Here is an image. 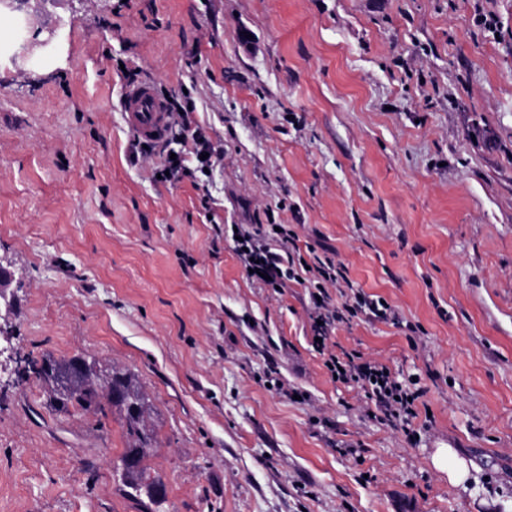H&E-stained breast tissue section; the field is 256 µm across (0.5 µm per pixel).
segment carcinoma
Wrapping results in <instances>:
<instances>
[{"instance_id":"cac0c4a2","label":"carcinoma","mask_w":512,"mask_h":512,"mask_svg":"<svg viewBox=\"0 0 512 512\" xmlns=\"http://www.w3.org/2000/svg\"><path fill=\"white\" fill-rule=\"evenodd\" d=\"M55 366L56 361L45 354L40 356L29 354L21 360L16 383L23 386L32 378L38 381L44 379L47 376V370ZM112 390L119 393L116 399L111 401L105 396L96 394L85 409H93V414L96 415L105 413L107 407H116L123 413L128 439L127 451L138 455L140 476L144 478L140 483H126V494L135 500L145 497L152 502H157L159 501L157 491L163 487V483L158 478H150L146 466V461L152 456L156 444L150 429L148 399L141 388L133 384V379L121 371H112Z\"/></svg>"}]
</instances>
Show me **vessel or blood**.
<instances>
[{
    "label": "vessel or blood",
    "mask_w": 512,
    "mask_h": 512,
    "mask_svg": "<svg viewBox=\"0 0 512 512\" xmlns=\"http://www.w3.org/2000/svg\"><path fill=\"white\" fill-rule=\"evenodd\" d=\"M120 105L124 123L140 141L157 143L165 138L169 114L152 84L123 89Z\"/></svg>",
    "instance_id": "obj_1"
}]
</instances>
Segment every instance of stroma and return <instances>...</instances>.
Instances as JSON below:
<instances>
[{
	"label": "stroma",
	"instance_id": "obj_1",
	"mask_svg": "<svg viewBox=\"0 0 512 512\" xmlns=\"http://www.w3.org/2000/svg\"><path fill=\"white\" fill-rule=\"evenodd\" d=\"M126 68L190 91L208 173L155 179ZM1 87L0 340L129 373L165 494L126 495L118 409H58L7 362L0 512H512V0H24L0 8ZM245 224L395 308L330 341L419 378V439L331 378L306 288L244 276ZM13 281V273L0 262V317H2L3 311L6 315L13 309L15 301V292L12 288ZM434 463L442 471H447L449 479L457 484H461L467 479L468 469L466 464L455 457L451 448L438 449L434 457Z\"/></svg>",
	"mask_w": 512,
	"mask_h": 512
}]
</instances>
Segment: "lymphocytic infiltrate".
I'll list each match as a JSON object with an SVG mask.
<instances>
[{
	"label": "lymphocytic infiltrate",
	"mask_w": 512,
	"mask_h": 512,
	"mask_svg": "<svg viewBox=\"0 0 512 512\" xmlns=\"http://www.w3.org/2000/svg\"><path fill=\"white\" fill-rule=\"evenodd\" d=\"M236 251L244 269H252L269 276L270 285L282 287L293 280L307 288L312 301L313 330L320 342L316 349L324 355V365L339 381L352 384L364 391L372 408L371 415L393 426L410 427L419 413L417 404L423 396L422 389L410 382L386 373L384 365L362 360L360 355L346 354L337 357L326 343L328 333L339 317L331 302L329 287L346 281L344 265L335 264L331 258L313 257L309 266L295 264V234L290 229H275L274 225L251 224L239 228Z\"/></svg>",
	"instance_id": "1"
}]
</instances>
